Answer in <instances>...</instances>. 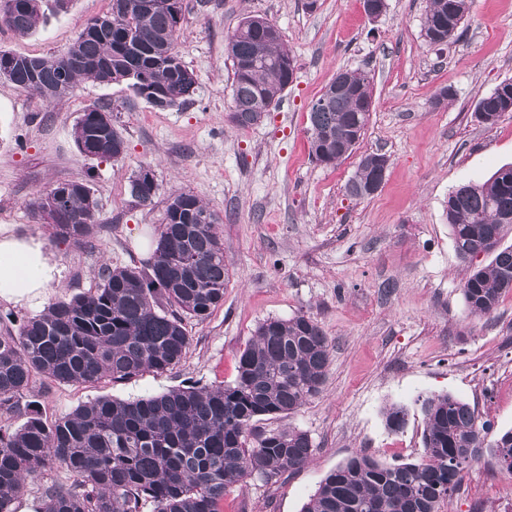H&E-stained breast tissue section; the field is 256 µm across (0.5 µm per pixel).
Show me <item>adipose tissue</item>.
<instances>
[{
	"instance_id": "ef3b65f1",
	"label": "adipose tissue",
	"mask_w": 512,
	"mask_h": 512,
	"mask_svg": "<svg viewBox=\"0 0 512 512\" xmlns=\"http://www.w3.org/2000/svg\"><path fill=\"white\" fill-rule=\"evenodd\" d=\"M59 279L58 262L39 236L0 231V301L39 303Z\"/></svg>"
}]
</instances>
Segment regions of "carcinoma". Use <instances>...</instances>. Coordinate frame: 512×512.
Listing matches in <instances>:
<instances>
[{"label":"carcinoma","instance_id":"carcinoma-1","mask_svg":"<svg viewBox=\"0 0 512 512\" xmlns=\"http://www.w3.org/2000/svg\"><path fill=\"white\" fill-rule=\"evenodd\" d=\"M44 0H0V24L19 37L35 34L48 20ZM472 0H433L424 36L439 30L441 42L456 33ZM184 0H112L110 11L86 24L112 21V34L76 37L59 57L0 49L5 81L46 101L67 97L84 79L124 84L131 95L121 107L94 103L74 127L85 155L110 160L125 141L114 113L144 102L157 110L186 103L196 92L177 40ZM260 15L243 18L226 39L232 62L231 111L240 128L266 117L288 88L295 57L281 33ZM347 92L309 112L310 155L333 164L352 154L365 134L372 103L368 76L347 70ZM512 108V80L481 98L479 122L494 126ZM386 155L360 158L347 184L350 196L382 181ZM158 190L134 176L131 192L144 205ZM90 188L72 183L66 201L49 189L30 206L62 241L89 242L96 212ZM512 214V165L461 193L448 194L446 218L457 255L464 261L485 243L492 262L476 268L463 285L469 313L484 317L512 292V246L500 247L501 218ZM219 213L194 195H173L160 225L151 260L142 268L105 265L87 294L59 300L13 332L0 331V410L24 418L0 426V512H15L28 486L52 469L67 481L38 488L36 512H222L224 494L255 475L269 483L306 466L315 448L302 431L256 432L261 416L288 417L320 396L331 346L319 323L300 313L269 318L238 357L232 386L185 385L136 399L100 398L49 420L35 404L22 403L36 376L58 383H95L108 377L128 383L147 372L177 367L189 347L184 319L206 320L224 302L228 268L215 226ZM424 419L425 455L417 462L383 464L357 452L321 481L302 512H441L465 471L488 453L496 468L512 472V429L488 439L490 427L470 404L449 393L417 399ZM386 425L403 429L407 409L392 406Z\"/></svg>","mask_w":512,"mask_h":512}]
</instances>
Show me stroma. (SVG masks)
Returning <instances> with one entry per match:
<instances>
[{"instance_id":"obj_1","label":"stroma","mask_w":512,"mask_h":512,"mask_svg":"<svg viewBox=\"0 0 512 512\" xmlns=\"http://www.w3.org/2000/svg\"><path fill=\"white\" fill-rule=\"evenodd\" d=\"M111 0H72L29 37L0 25V49L59 56ZM427 0H387L369 21L361 0H204L190 4L178 47L197 90L186 104L121 110L125 85L82 81L72 96L45 103L0 81V227L39 235L61 277L41 302H0V329L18 328L58 300L96 287L102 266H143L168 199L193 194L218 211L229 282L205 321L188 319L190 344L176 369L125 383H51L27 394L56 419L102 398L163 393L188 383L231 385L240 352L263 320L313 316L331 344L323 393L287 418L264 416L255 430L292 427L315 448L312 463L264 483L253 477L224 496L223 512H301L321 481L353 453L385 464L423 454L418 396L449 393L474 407L493 432L512 429V294L493 314L469 315L462 293L490 254L458 258L445 216L448 194L512 165V112L491 127L475 107L512 79V0H475L455 40L428 45ZM267 17L296 59V78L258 125L239 128L231 106L232 63L225 39L249 15ZM363 71L373 106L355 152L325 165L309 154V107L338 71ZM451 98L437 101L441 88ZM117 106L125 153L98 161L81 153L73 128L94 102ZM388 158L384 181L364 200L346 186L361 155ZM151 167L158 191L141 205L130 183ZM87 184L97 202L91 245L55 238L28 203L61 182ZM408 408L390 431L384 412ZM512 512V482L483 457L455 491L450 512Z\"/></svg>"}]
</instances>
